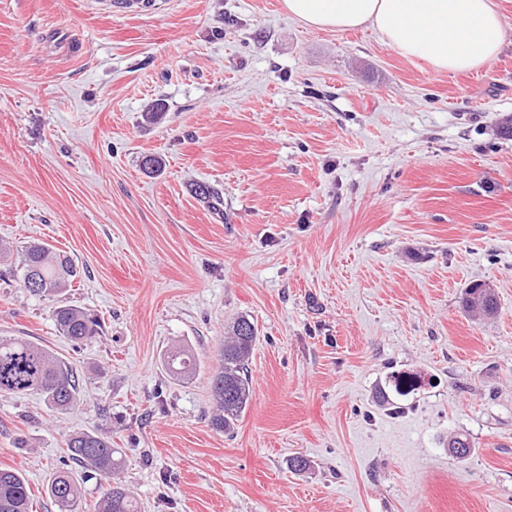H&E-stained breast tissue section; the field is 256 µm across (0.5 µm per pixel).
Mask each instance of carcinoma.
Listing matches in <instances>:
<instances>
[{"mask_svg": "<svg viewBox=\"0 0 512 512\" xmlns=\"http://www.w3.org/2000/svg\"><path fill=\"white\" fill-rule=\"evenodd\" d=\"M22 287L39 297H53L72 283L78 271L72 258L47 243H34L22 250L19 263ZM466 289L464 308L474 315L490 317L498 304L490 289ZM58 333L74 343L84 342L100 333L97 317L69 305L52 310ZM257 340L254 324L241 317L229 328L221 350V363L212 377L216 409L211 417L214 429L231 432L247 409L251 398L250 378L246 362ZM195 366L186 350L170 352L167 370L175 379H184ZM40 394L51 409L60 414L72 410L79 399L78 378L72 366L47 346L25 336H0V393ZM66 455L85 472L108 482L99 512H140L137 502L127 490L112 482V476L124 466L119 449L112 441L96 432L74 431L66 441ZM448 449L460 461L469 458L472 446L467 437L456 435L448 441ZM82 478L67 470L55 472L46 493L60 512H74L78 507ZM31 492L24 476L17 470L0 468V512H31Z\"/></svg>", "mask_w": 512, "mask_h": 512, "instance_id": "cac0c4a2", "label": "carcinoma"}]
</instances>
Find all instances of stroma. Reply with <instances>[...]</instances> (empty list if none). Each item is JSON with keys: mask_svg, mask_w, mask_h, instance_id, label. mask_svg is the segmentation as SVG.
I'll use <instances>...</instances> for the list:
<instances>
[{"mask_svg": "<svg viewBox=\"0 0 512 512\" xmlns=\"http://www.w3.org/2000/svg\"><path fill=\"white\" fill-rule=\"evenodd\" d=\"M499 5L497 60L451 75L369 29L305 27L281 0H0V336L39 340L80 385L64 415L0 394V468L23 474L33 512H58L46 487L81 429L123 450L141 512H512ZM34 242L76 264L59 300L20 285ZM474 281L495 316L463 309ZM59 302L100 335L60 336ZM242 315L252 399L227 434L211 380ZM176 346L196 358L182 380L164 366ZM398 376L415 386L396 392Z\"/></svg>", "mask_w": 512, "mask_h": 512, "instance_id": "stroma-1", "label": "stroma"}]
</instances>
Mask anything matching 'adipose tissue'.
Returning a JSON list of instances; mask_svg holds the SVG:
<instances>
[{"mask_svg": "<svg viewBox=\"0 0 512 512\" xmlns=\"http://www.w3.org/2000/svg\"><path fill=\"white\" fill-rule=\"evenodd\" d=\"M282 6L310 28L371 29L403 57L440 73L479 70L503 46L496 0H282Z\"/></svg>", "mask_w": 512, "mask_h": 512, "instance_id": "obj_1", "label": "adipose tissue"}]
</instances>
